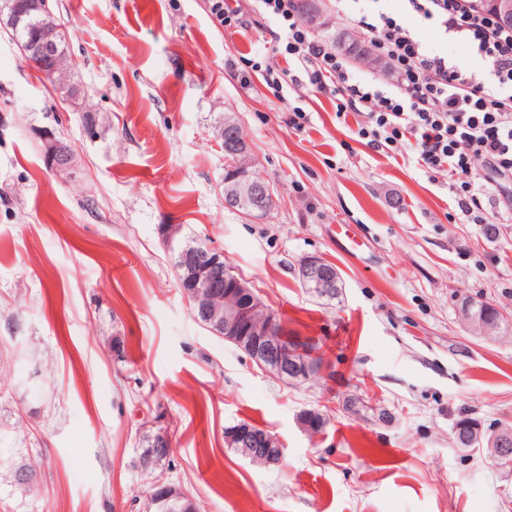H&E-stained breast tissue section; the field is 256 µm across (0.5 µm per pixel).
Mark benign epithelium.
<instances>
[{"instance_id": "1", "label": "benign epithelium", "mask_w": 512, "mask_h": 512, "mask_svg": "<svg viewBox=\"0 0 512 512\" xmlns=\"http://www.w3.org/2000/svg\"><path fill=\"white\" fill-rule=\"evenodd\" d=\"M51 31L44 28L26 45L24 53L30 59L51 60L49 47ZM224 140L225 170L224 205L230 209L244 201V214L265 215L274 198L272 186L263 179L253 177L248 171V144L243 139L237 123L229 121L221 132ZM49 161L58 167L71 162L69 150L56 142L47 145ZM224 253L207 247L183 255L180 269L183 282L191 289V301L196 318L217 335L248 355L264 371L282 378L311 376L317 367L300 349L292 350L283 344L285 331L278 317L265 305L234 265L220 263ZM301 286L315 296L327 298L334 294L339 275L336 268L326 265L319 256L304 258L298 267ZM225 444L236 450L243 459L253 463L260 459L267 466L282 465L284 448L268 431L251 425H239L224 435ZM152 455L156 460L166 459L169 453V435L160 432L152 437ZM153 512H193V501L179 488L159 485L149 495Z\"/></svg>"}]
</instances>
